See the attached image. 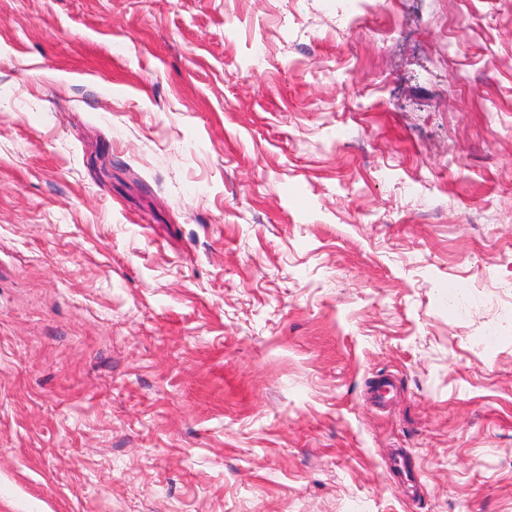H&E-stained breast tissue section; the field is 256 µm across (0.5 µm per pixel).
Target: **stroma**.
Listing matches in <instances>:
<instances>
[{
	"label": "stroma",
	"mask_w": 512,
	"mask_h": 512,
	"mask_svg": "<svg viewBox=\"0 0 512 512\" xmlns=\"http://www.w3.org/2000/svg\"><path fill=\"white\" fill-rule=\"evenodd\" d=\"M0 512H512V0H0Z\"/></svg>",
	"instance_id": "35a3bbf8"
}]
</instances>
